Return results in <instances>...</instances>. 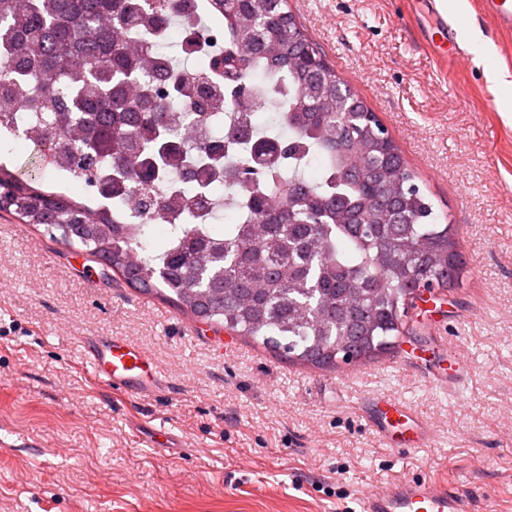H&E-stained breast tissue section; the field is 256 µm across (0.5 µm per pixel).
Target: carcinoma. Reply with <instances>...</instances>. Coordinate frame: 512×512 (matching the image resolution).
<instances>
[{"label":"carcinoma","instance_id":"1","mask_svg":"<svg viewBox=\"0 0 512 512\" xmlns=\"http://www.w3.org/2000/svg\"><path fill=\"white\" fill-rule=\"evenodd\" d=\"M206 15L183 37L214 44L207 76L158 57L142 25ZM33 90L35 141L67 142L71 166L112 167L91 206L20 179L0 162V211L68 237L127 285L191 317L317 369L375 360L409 331L422 288L466 277L455 228L418 183L378 115L344 86L288 9V0H0V90ZM224 112L276 108L288 136L230 125L210 113L179 121L173 101ZM178 129L172 130L173 123ZM319 179L305 178L309 163ZM240 224L217 234L195 210L213 171ZM168 216L171 235L148 252L146 227Z\"/></svg>","mask_w":512,"mask_h":512}]
</instances>
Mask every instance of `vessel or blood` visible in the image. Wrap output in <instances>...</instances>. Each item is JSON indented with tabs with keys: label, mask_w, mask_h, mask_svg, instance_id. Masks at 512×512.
Returning <instances> with one entry per match:
<instances>
[{
	"label": "vessel or blood",
	"mask_w": 512,
	"mask_h": 512,
	"mask_svg": "<svg viewBox=\"0 0 512 512\" xmlns=\"http://www.w3.org/2000/svg\"><path fill=\"white\" fill-rule=\"evenodd\" d=\"M477 7L497 31L512 32V0H477ZM427 21L429 47L462 58L456 31L437 9L436 0H420ZM84 359L94 378L114 395L142 398L158 395L163 386L159 364L131 340L119 336H86L81 341ZM377 414L369 425L386 442L402 450L430 443L432 434L399 397L377 402ZM358 512H472L470 499L448 491L444 483L429 478H398L377 490H367L358 500Z\"/></svg>",
	"instance_id": "b4317fda"
}]
</instances>
